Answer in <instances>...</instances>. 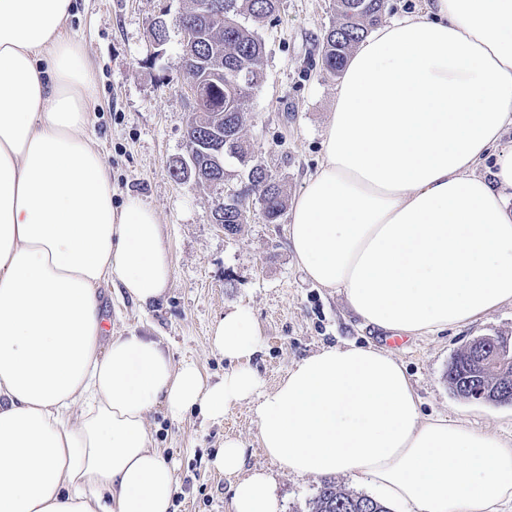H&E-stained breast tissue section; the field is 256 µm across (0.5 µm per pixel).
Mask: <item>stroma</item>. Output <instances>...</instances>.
<instances>
[{
  "label": "stroma",
  "instance_id": "obj_1",
  "mask_svg": "<svg viewBox=\"0 0 512 512\" xmlns=\"http://www.w3.org/2000/svg\"><path fill=\"white\" fill-rule=\"evenodd\" d=\"M189 0H76L72 28L93 70L98 106L92 135L112 172L114 202L140 195L156 212L172 261L165 295L146 307L129 299L103 300L107 335L136 332L160 340L173 364L192 361L207 382L231 365L209 342L211 324L234 306L250 308L262 344L252 361L265 387L321 347L346 341L385 348L386 332L363 327L335 290L313 284L296 263L288 217L267 223L247 206L234 235L212 221L219 194L169 174L185 156L186 124L195 105L180 69L183 35L174 18ZM168 11L167 41L154 46L150 29ZM333 0H279L275 14L252 22L263 43L262 78L252 90L242 134L255 160L296 198L321 155L339 79L321 65L320 41L334 24ZM501 336L512 344V305L434 335L409 336L392 348L403 364L423 415H446L508 439L512 405L470 402L455 396L446 378L453 356L474 339ZM155 445L174 464L171 512H230L232 490L208 460L231 436L246 446V469L270 475L278 512H303L322 483L270 461L259 442L250 402L215 421L199 411L174 417L156 407L147 417Z\"/></svg>",
  "mask_w": 512,
  "mask_h": 512
}]
</instances>
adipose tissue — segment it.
Here are the masks:
<instances>
[{"instance_id": "1", "label": "adipose tissue", "mask_w": 512, "mask_h": 512, "mask_svg": "<svg viewBox=\"0 0 512 512\" xmlns=\"http://www.w3.org/2000/svg\"><path fill=\"white\" fill-rule=\"evenodd\" d=\"M74 11L0 0V512H169L175 468L148 414L220 420L246 400L261 448L290 473L362 477L411 512L512 503V441L424 416L384 350L322 347L268 390L244 306L210 327L234 364L213 384L152 337L104 336L101 286L145 304L172 264L153 208L113 203ZM509 125L512 0H426L373 28L289 212L298 266L384 332L438 333L512 303ZM244 464L233 438L208 462L232 482L230 512H277L267 474Z\"/></svg>"}]
</instances>
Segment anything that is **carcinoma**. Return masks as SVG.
<instances>
[{
	"instance_id": "obj_1",
	"label": "carcinoma",
	"mask_w": 512,
	"mask_h": 512,
	"mask_svg": "<svg viewBox=\"0 0 512 512\" xmlns=\"http://www.w3.org/2000/svg\"><path fill=\"white\" fill-rule=\"evenodd\" d=\"M278 0H233V8L226 12L224 25L208 22L199 24V38L187 60L190 70L204 79L215 98L224 99V107L218 109L199 107L187 124V149L192 151L209 140L211 130L219 128L224 132V154L241 161L244 155L238 153L234 142L245 144L248 154L253 148L243 139L242 128L232 129L224 122V115L232 111L230 103L247 100L253 86L261 78L263 46L257 33L239 17L248 16L261 20L272 16ZM386 8V0H334V10L338 21L331 26L322 39V66L331 75L342 72L358 44L377 24ZM247 69L253 75L252 85L237 88L233 85L234 72ZM196 160L202 176L195 177L188 171L183 160H177L170 169L171 176L178 181L193 180L197 184H209V178L223 175L216 169L210 156L197 154ZM254 188L264 196L262 214L270 224L282 216L287 206V195L283 186L271 173H259L255 177ZM475 353L467 348L457 353L448 365V385L456 394H461L460 386L465 379L478 374V387L486 394L485 401L500 404L512 398L511 372L482 371L477 368ZM306 512H390L389 508L376 498L350 491L334 480L322 483L317 493L306 503Z\"/></svg>"
}]
</instances>
